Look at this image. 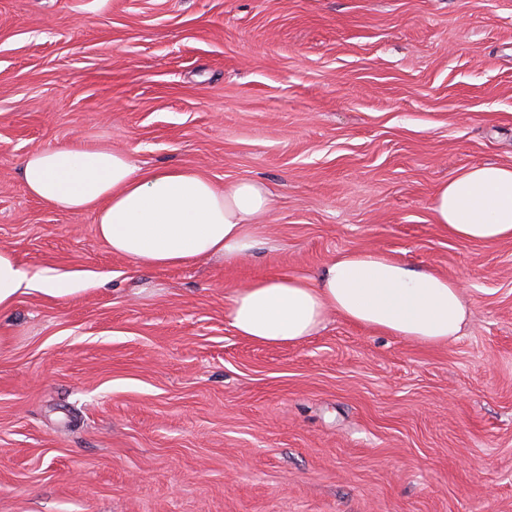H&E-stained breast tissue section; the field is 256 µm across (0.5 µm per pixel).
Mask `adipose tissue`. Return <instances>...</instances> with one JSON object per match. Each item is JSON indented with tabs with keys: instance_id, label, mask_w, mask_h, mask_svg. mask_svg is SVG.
Here are the masks:
<instances>
[{
	"instance_id": "ef3b65f1",
	"label": "adipose tissue",
	"mask_w": 512,
	"mask_h": 512,
	"mask_svg": "<svg viewBox=\"0 0 512 512\" xmlns=\"http://www.w3.org/2000/svg\"><path fill=\"white\" fill-rule=\"evenodd\" d=\"M21 177L30 196L55 209L95 212L97 233L113 254L146 269L249 256L273 204L264 181L219 186L188 168L144 170L106 145L32 151L22 162ZM430 210L455 239L512 240V165L463 169L438 187ZM78 282L75 275L30 273L12 250L0 248V314L21 295L37 291L58 297L73 292ZM332 313L357 326L436 346L459 335L468 308L457 281L370 250L340 255L314 279H256L235 289L225 307L238 335L267 346L293 345L314 335Z\"/></svg>"
}]
</instances>
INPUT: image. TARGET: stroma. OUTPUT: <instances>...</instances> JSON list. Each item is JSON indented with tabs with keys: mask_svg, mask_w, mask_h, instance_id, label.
Returning <instances> with one entry per match:
<instances>
[{
	"mask_svg": "<svg viewBox=\"0 0 512 512\" xmlns=\"http://www.w3.org/2000/svg\"><path fill=\"white\" fill-rule=\"evenodd\" d=\"M265 181L262 245L145 270L31 197V151ZM512 165V0H0V247L79 291L0 315V512H512V241L434 224ZM378 250L459 281L443 346L331 316L268 347L230 290Z\"/></svg>",
	"mask_w": 512,
	"mask_h": 512,
	"instance_id": "35a3bbf8",
	"label": "stroma"
}]
</instances>
